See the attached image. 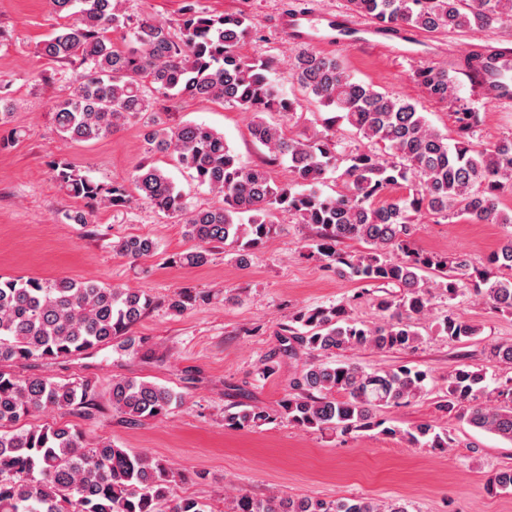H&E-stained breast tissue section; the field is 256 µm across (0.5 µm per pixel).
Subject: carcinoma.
<instances>
[{
	"mask_svg": "<svg viewBox=\"0 0 512 512\" xmlns=\"http://www.w3.org/2000/svg\"><path fill=\"white\" fill-rule=\"evenodd\" d=\"M120 0H49L68 18L39 46V54L60 63L79 61L67 98L55 106L54 123L73 142L99 140L143 119L154 93L220 102L251 114L249 133L267 150L261 164H246L224 135L198 123L173 126L155 120L145 135L143 162L130 184L104 188L65 162L54 166L55 179L70 197L122 210L130 203L128 186L167 216L178 217L191 250L175 262L199 267L211 248L224 246L246 265L275 233L273 216L283 213L314 230L306 257L327 269L371 285H393L399 295L377 298L380 321L352 318L350 302L295 311L285 327L282 352L303 354L280 401V417L303 430L351 436L375 431L396 436L416 448L445 451L453 438L445 429L422 422L402 429L377 413L421 397L427 371L408 365L368 371L338 359L362 347L412 350L421 343L418 322L433 311L437 297L454 300L470 290L492 309L512 314V236L483 263L466 253L438 254L412 247V214L425 211L462 218L473 224H511L500 208L512 194V136L489 147L472 141L478 113H454L455 137L431 126L418 103L382 92L355 79L339 58L302 52L291 60L287 77L318 105L337 113L321 129L288 136L271 114L288 118L300 103L283 96L271 77L269 61L249 60L240 47L256 27L245 13L209 14L185 0L179 34L150 16L139 18L126 45L110 32L125 26ZM348 13L385 30L427 33L512 29V0H346ZM497 55L469 53L460 62L474 79L493 72ZM426 96L440 103L457 99L446 67L414 74ZM342 122L367 147L347 156L339 169L335 123ZM176 160L200 186L223 198L219 207H192L185 194L150 155ZM288 162L291 180L276 182L268 167ZM338 173L343 189L325 195L328 173ZM405 190L386 198L393 188ZM353 240L364 251L341 248ZM114 249L133 262L150 257L149 238H125ZM212 298L207 292L180 288L168 299L180 314ZM151 296L95 281L69 278L43 281L0 279V512H213L192 497L171 498L185 476L146 453H135L110 440H90L69 422H41L36 416L73 407L90 409L94 387L88 382H59L23 377L14 366L30 359L55 360L81 354L126 335L151 307ZM437 332L466 342L478 328L453 311L437 318ZM488 360L512 368V343L485 348ZM113 408L131 424L166 415L179 405L172 389L147 381L115 379ZM439 408L479 431L512 443V377L498 381L478 367L463 365L448 373ZM252 406L224 410V426L243 430L268 421ZM28 420V426L20 425ZM492 492L512 491V468L496 470ZM224 512H412L411 505L379 504L364 497L326 501L273 495L256 498L239 491L224 501Z\"/></svg>",
	"mask_w": 512,
	"mask_h": 512,
	"instance_id": "1",
	"label": "carcinoma"
}]
</instances>
